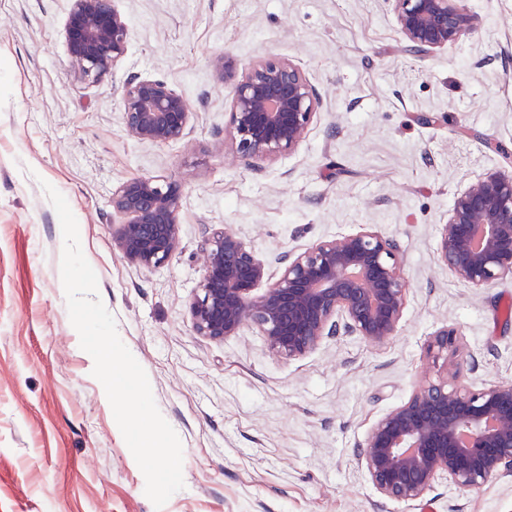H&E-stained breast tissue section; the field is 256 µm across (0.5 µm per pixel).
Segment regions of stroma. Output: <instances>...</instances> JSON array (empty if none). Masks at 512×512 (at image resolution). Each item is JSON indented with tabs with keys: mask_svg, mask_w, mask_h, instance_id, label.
I'll list each match as a JSON object with an SVG mask.
<instances>
[{
	"mask_svg": "<svg viewBox=\"0 0 512 512\" xmlns=\"http://www.w3.org/2000/svg\"><path fill=\"white\" fill-rule=\"evenodd\" d=\"M469 38L409 52L390 0H115L128 52L84 79L67 55L70 0H0V512H155L94 360L72 326L63 236L45 191L75 215L98 293L183 446V489L162 512H512V476L437 480L419 500L376 492L355 454L374 423L444 374L433 334L459 335L461 380L512 383V278L459 281L437 252L456 192L512 163V0H465ZM292 59L323 104L292 153L248 166L224 146L232 85L254 61ZM160 79L194 112L185 140L138 141L122 122L128 76ZM180 182L182 249L148 270L112 243L124 181ZM226 224L280 258L368 228L400 246L397 332L271 354L255 328L198 336L189 302L203 227Z\"/></svg>",
	"mask_w": 512,
	"mask_h": 512,
	"instance_id": "stroma-1",
	"label": "stroma"
}]
</instances>
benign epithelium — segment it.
<instances>
[{
	"label": "benign epithelium",
	"mask_w": 512,
	"mask_h": 512,
	"mask_svg": "<svg viewBox=\"0 0 512 512\" xmlns=\"http://www.w3.org/2000/svg\"><path fill=\"white\" fill-rule=\"evenodd\" d=\"M409 51L425 55L472 35L476 16L464 0H391ZM68 56L82 76L97 81L126 56L129 26L114 0H71L64 25ZM321 99L290 59L250 66L233 86L225 132L248 165L296 150L307 138ZM193 112L163 80L126 81L123 124L128 135L157 143L182 141ZM183 187L153 177L127 180L112 194L123 221L114 246L130 262L156 268L180 249ZM202 279L189 303L194 331L223 342L247 326L268 351L296 360L340 334L384 344L395 335L405 306L399 248L369 229L319 241L282 256L279 278L223 224L203 237ZM438 251L458 280L475 288L512 276V169H493L457 193L448 208ZM457 332L443 327L426 354L455 366ZM358 461L375 490L397 502L422 498L439 478L475 488L512 474V384L480 389L444 379L414 391L370 429Z\"/></svg>",
	"instance_id": "benign-epithelium-1"
}]
</instances>
